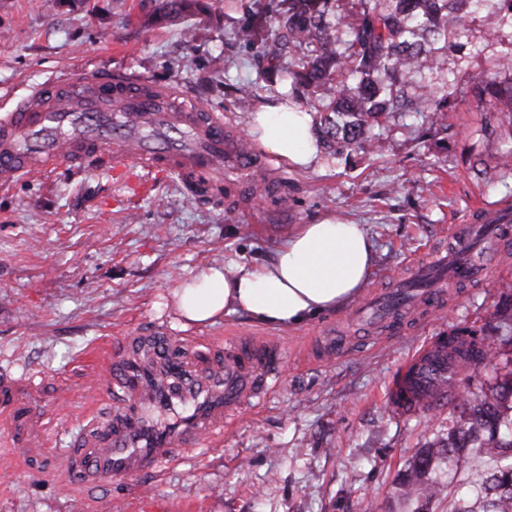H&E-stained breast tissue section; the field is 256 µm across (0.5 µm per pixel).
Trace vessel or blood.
I'll use <instances>...</instances> for the list:
<instances>
[{
    "instance_id": "1",
    "label": "vessel or blood",
    "mask_w": 512,
    "mask_h": 512,
    "mask_svg": "<svg viewBox=\"0 0 512 512\" xmlns=\"http://www.w3.org/2000/svg\"><path fill=\"white\" fill-rule=\"evenodd\" d=\"M135 157L147 171L169 172L197 186H221L225 172L245 173L258 158L224 129L221 116L189 103L174 88L143 91L126 74L79 68L31 90L0 117V186L52 172L81 171ZM512 207L501 206L455 225L447 247L429 262L411 265L419 282L404 302V280L379 291L353 314L373 331L393 332L416 310L443 301L448 284L481 280L485 256L499 243ZM162 327L122 337L116 356L102 367L119 387V405L105 416L83 419L64 455L68 486L83 512H99L94 491L107 478L161 475L185 448L208 452L242 407L277 380L285 354L274 341L207 343ZM399 377H412L434 405L448 399V372L430 341L408 357Z\"/></svg>"
}]
</instances>
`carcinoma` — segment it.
<instances>
[{
	"label": "carcinoma",
	"instance_id": "cac0c4a2",
	"mask_svg": "<svg viewBox=\"0 0 512 512\" xmlns=\"http://www.w3.org/2000/svg\"><path fill=\"white\" fill-rule=\"evenodd\" d=\"M146 24L169 21L185 41L196 29L188 21L200 12L198 0H156ZM501 0H357L346 9L338 0H278L270 16L249 19L235 30L238 40L264 48V78L291 84L294 100L320 102L319 140L336 152L374 150L370 129L398 112H441L448 89L417 82L414 75L437 65L436 41L462 36L465 18L499 6ZM512 49L484 72L473 87L512 112ZM497 335L512 341V309L498 313ZM451 362L468 369L489 367L495 383L480 391L448 381V400L462 415L448 428V441L425 448L410 463L399 488L404 503L435 498L438 484L426 481L432 464L448 467L450 512H512V371L498 374V352L470 328L451 330L446 338ZM487 462L465 479L460 462L470 453Z\"/></svg>",
	"mask_w": 512,
	"mask_h": 512
}]
</instances>
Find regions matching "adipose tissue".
Segmentation results:
<instances>
[{"label":"adipose tissue","mask_w":512,"mask_h":512,"mask_svg":"<svg viewBox=\"0 0 512 512\" xmlns=\"http://www.w3.org/2000/svg\"><path fill=\"white\" fill-rule=\"evenodd\" d=\"M248 131L288 164L309 167L319 160L309 113L264 105L251 114ZM373 255L363 225L325 218L300 225L268 262L203 269L176 286V305L193 325L242 312L266 324L295 327L336 313L357 298L371 275Z\"/></svg>","instance_id":"1"}]
</instances>
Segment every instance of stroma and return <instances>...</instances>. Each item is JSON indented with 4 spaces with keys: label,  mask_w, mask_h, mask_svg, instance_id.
Masks as SVG:
<instances>
[{
    "label": "stroma",
    "mask_w": 512,
    "mask_h": 512,
    "mask_svg": "<svg viewBox=\"0 0 512 512\" xmlns=\"http://www.w3.org/2000/svg\"><path fill=\"white\" fill-rule=\"evenodd\" d=\"M201 2L187 44L176 27L143 26L141 0H0V115L71 68L120 70L179 88L222 115L226 131L270 161L262 177L288 184L284 203L229 209L189 200L177 175L129 159L82 173L62 167L0 189V374L18 379L15 399L40 417L19 456L0 406V512H77L56 460L94 397L104 410L114 406L118 388L101 381L99 356L120 336L155 325L175 336L275 339L287 362L225 432L223 447L185 450L158 477L104 480L96 494L109 512H448L447 496L406 506L397 489L409 461L447 438L451 406L399 417L387 392L403 360L450 327L484 329L499 344L494 317L504 300L499 282L512 280V243L494 246L484 280L452 289L433 316L379 346L350 336L341 354L318 364L304 363L298 346L322 350L348 310L291 329L243 314L196 326L179 316L173 290L211 265L263 263L296 225L334 214L365 225L372 238L368 296L445 245L467 212L512 205V170L499 166L512 148V112L477 111L469 93L512 46V29L473 15L465 37L439 50L438 66L455 86L441 123L402 113L372 129L381 153L325 154L296 169L248 132L251 113L287 86L261 85L248 103L235 92L255 79L262 49L232 31L277 0ZM219 53L217 73L211 58ZM499 346L512 359V343Z\"/></svg>",
    "instance_id": "stroma-1"
}]
</instances>
